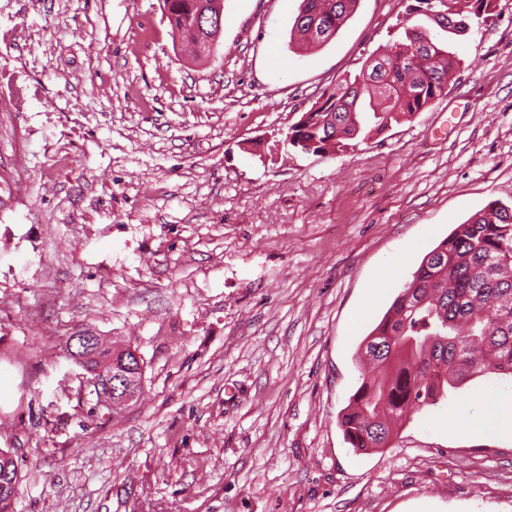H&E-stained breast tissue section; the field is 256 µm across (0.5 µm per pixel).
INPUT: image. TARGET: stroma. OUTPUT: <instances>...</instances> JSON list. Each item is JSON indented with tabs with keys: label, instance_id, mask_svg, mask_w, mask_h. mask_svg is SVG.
I'll return each instance as SVG.
<instances>
[{
	"label": "stroma",
	"instance_id": "1",
	"mask_svg": "<svg viewBox=\"0 0 512 512\" xmlns=\"http://www.w3.org/2000/svg\"><path fill=\"white\" fill-rule=\"evenodd\" d=\"M359 0H224L213 53L160 0H0V448L14 512H512V379L475 378L359 454L338 424L364 337L458 225L512 206V0L426 110L342 151L281 130L395 38ZM144 361L112 410L66 351ZM358 0H302L291 30V42L319 47L336 37L354 13ZM102 336H98L92 331H81L68 339V351L70 357L76 362L84 361L86 353H88L94 344L101 343ZM74 349V350H73Z\"/></svg>",
	"mask_w": 512,
	"mask_h": 512
}]
</instances>
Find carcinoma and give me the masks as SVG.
Returning <instances> with one entry per match:
<instances>
[{
	"label": "carcinoma",
	"mask_w": 512,
	"mask_h": 512,
	"mask_svg": "<svg viewBox=\"0 0 512 512\" xmlns=\"http://www.w3.org/2000/svg\"><path fill=\"white\" fill-rule=\"evenodd\" d=\"M420 15L447 33L441 40L421 24H405L386 51L365 62L372 84L357 90L359 74L327 89L289 130L288 144L339 151L410 119L442 96L448 68L461 64L444 26L486 23L497 0H416ZM358 0H302L291 41L319 47L336 37ZM172 37L199 54L201 0H162ZM371 369L339 424L358 451L388 447L399 420L434 405L479 376L512 377V207L489 202L423 258L383 319L363 339ZM0 448V478L19 480Z\"/></svg>",
	"instance_id": "1"
}]
</instances>
